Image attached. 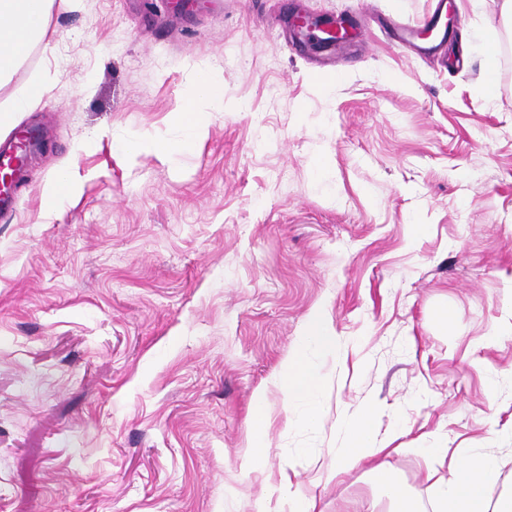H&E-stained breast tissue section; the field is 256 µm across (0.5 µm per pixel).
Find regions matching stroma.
Listing matches in <instances>:
<instances>
[{
    "mask_svg": "<svg viewBox=\"0 0 512 512\" xmlns=\"http://www.w3.org/2000/svg\"><path fill=\"white\" fill-rule=\"evenodd\" d=\"M435 0H60L0 101L46 76L55 118L0 223V512H254L278 478L245 467L255 393L272 463L315 512H366V465L331 464L339 418L375 403L374 456L426 498L458 454L512 453V41L497 96L462 37L448 65L377 42L332 81L281 19L415 22ZM224 81L196 147L125 159L172 117L197 65ZM70 164L74 191L41 205ZM424 225L415 233V225ZM453 313L444 327L433 314ZM327 311L323 420L286 426L271 381ZM447 448L422 458L420 449Z\"/></svg>",
    "mask_w": 512,
    "mask_h": 512,
    "instance_id": "obj_1",
    "label": "stroma"
}]
</instances>
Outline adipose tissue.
<instances>
[{
    "mask_svg": "<svg viewBox=\"0 0 512 512\" xmlns=\"http://www.w3.org/2000/svg\"><path fill=\"white\" fill-rule=\"evenodd\" d=\"M54 5L55 0H0V86L10 83L29 52L43 42ZM50 91V85L43 81L17 91L0 105V131L13 129L17 114L34 109ZM224 108V87L219 75L210 67L198 68L196 81L176 114L184 136L155 141L136 135L122 141L118 150L128 157L152 153L165 159L188 152L207 135L212 112ZM337 342L330 319L321 312L314 314L294 353L283 362L281 373L273 382L285 409L298 403L304 405L305 424L313 425L322 419L319 396L323 377L316 360L334 354ZM270 427L271 411L267 394L262 391L254 398L249 421L250 452L246 462L252 471L272 468ZM337 428L345 438V446L338 450L332 468L335 474L342 475L376 453L373 408H365L354 419L341 420ZM511 465L512 460L472 452L456 459L453 479L428 470L426 481L432 512H512V478L505 474L506 467ZM277 470L280 496L274 502H260L256 512H313V501L292 489L296 475L293 466L282 465ZM368 474L386 498V512H421L418 498L402 487L392 470L376 466Z\"/></svg>",
    "mask_w": 512,
    "mask_h": 512,
    "instance_id": "obj_1",
    "label": "adipose tissue"
}]
</instances>
